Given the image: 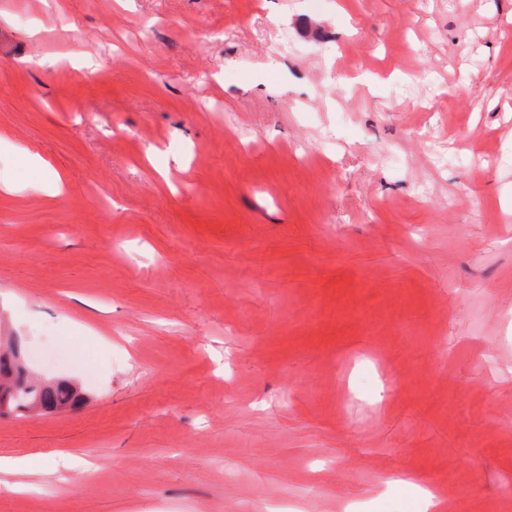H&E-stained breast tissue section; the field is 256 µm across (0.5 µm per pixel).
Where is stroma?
<instances>
[{
  "label": "stroma",
  "mask_w": 512,
  "mask_h": 512,
  "mask_svg": "<svg viewBox=\"0 0 512 512\" xmlns=\"http://www.w3.org/2000/svg\"><path fill=\"white\" fill-rule=\"evenodd\" d=\"M1 133L0 512H512V0H0ZM30 168L42 173L49 174L50 180L39 185V188L45 193L56 197L63 198L67 193V185L63 178L56 172L51 170L49 163L37 153H29ZM68 385L48 384L35 376L28 367L19 340L0 350V404L6 393L8 416H28L39 412L38 403L47 411L64 408L76 410L88 400V395L76 383ZM47 472L42 455L0 456V475L13 479L9 482L0 478V484L12 491L21 492L28 489L31 486L29 480Z\"/></svg>",
  "instance_id": "stroma-1"
}]
</instances>
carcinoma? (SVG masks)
Masks as SVG:
<instances>
[{
	"label": "carcinoma",
	"instance_id": "obj_1",
	"mask_svg": "<svg viewBox=\"0 0 512 512\" xmlns=\"http://www.w3.org/2000/svg\"><path fill=\"white\" fill-rule=\"evenodd\" d=\"M3 398L7 399L8 415L18 417L39 411L40 403L51 411L76 410L87 402L88 395L79 386H51L35 376L15 340L0 350V400Z\"/></svg>",
	"mask_w": 512,
	"mask_h": 512
}]
</instances>
